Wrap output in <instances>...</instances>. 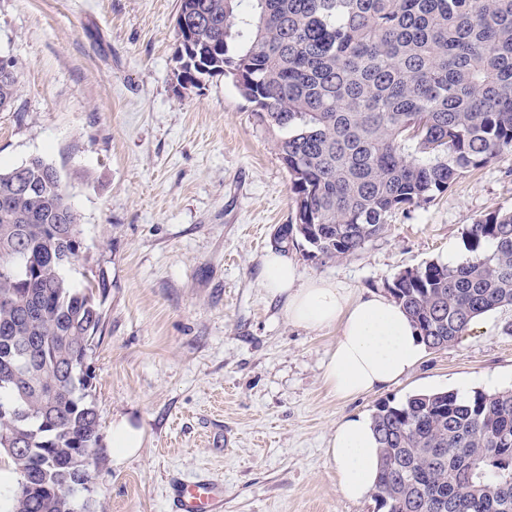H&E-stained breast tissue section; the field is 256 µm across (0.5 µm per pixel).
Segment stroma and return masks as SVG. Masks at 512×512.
Returning a JSON list of instances; mask_svg holds the SVG:
<instances>
[{
    "instance_id": "obj_1",
    "label": "stroma",
    "mask_w": 512,
    "mask_h": 512,
    "mask_svg": "<svg viewBox=\"0 0 512 512\" xmlns=\"http://www.w3.org/2000/svg\"><path fill=\"white\" fill-rule=\"evenodd\" d=\"M177 0H0V55L19 95L0 112V169L42 157L80 216L76 284L104 280L87 390L99 420L95 512H169V479L224 484V512H380L346 499L328 450L345 417L418 392L512 388V307L429 350L400 383L354 399L329 393L336 328L291 324L260 284L276 247L302 279L354 293L471 253L470 224L512 209V153L469 170L443 196L394 212L341 260L311 257L279 230L294 217L280 137L224 76L174 89ZM142 432L112 459V424Z\"/></svg>"
}]
</instances>
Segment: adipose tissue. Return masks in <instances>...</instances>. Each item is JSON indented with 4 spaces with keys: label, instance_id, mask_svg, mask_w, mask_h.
I'll return each instance as SVG.
<instances>
[{
    "label": "adipose tissue",
    "instance_id": "ef3b65f1",
    "mask_svg": "<svg viewBox=\"0 0 512 512\" xmlns=\"http://www.w3.org/2000/svg\"><path fill=\"white\" fill-rule=\"evenodd\" d=\"M261 286L285 302L294 325L339 334L324 364L323 380L340 398L376 392L399 382L425 354L426 346L402 307L390 297L351 289L325 279L301 280L296 263L270 250L262 262ZM342 495L364 497L375 486L380 453L367 416L343 419L328 450Z\"/></svg>",
    "mask_w": 512,
    "mask_h": 512
}]
</instances>
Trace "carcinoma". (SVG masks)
Wrapping results in <instances>:
<instances>
[{"label":"carcinoma","mask_w":512,"mask_h":512,"mask_svg":"<svg viewBox=\"0 0 512 512\" xmlns=\"http://www.w3.org/2000/svg\"><path fill=\"white\" fill-rule=\"evenodd\" d=\"M191 78L223 75L282 137L297 235L313 257L354 255L388 217L512 152V0H179ZM19 86L0 56V112ZM40 157L0 170V437L17 489L8 512H93L99 442L86 402L106 284L74 283L58 255L79 217ZM40 185L31 196L25 186ZM472 257L397 273L389 291L431 350L512 306V210L469 225ZM386 512H512V390L421 392L372 414Z\"/></svg>","instance_id":"obj_1"}]
</instances>
